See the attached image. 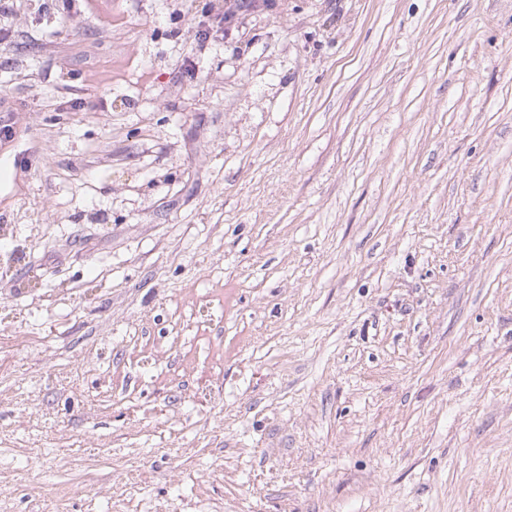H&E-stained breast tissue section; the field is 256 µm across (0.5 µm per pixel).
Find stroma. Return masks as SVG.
<instances>
[{
    "label": "stroma",
    "instance_id": "35a3bbf8",
    "mask_svg": "<svg viewBox=\"0 0 512 512\" xmlns=\"http://www.w3.org/2000/svg\"><path fill=\"white\" fill-rule=\"evenodd\" d=\"M19 10L0 512H512V0Z\"/></svg>",
    "mask_w": 512,
    "mask_h": 512
}]
</instances>
